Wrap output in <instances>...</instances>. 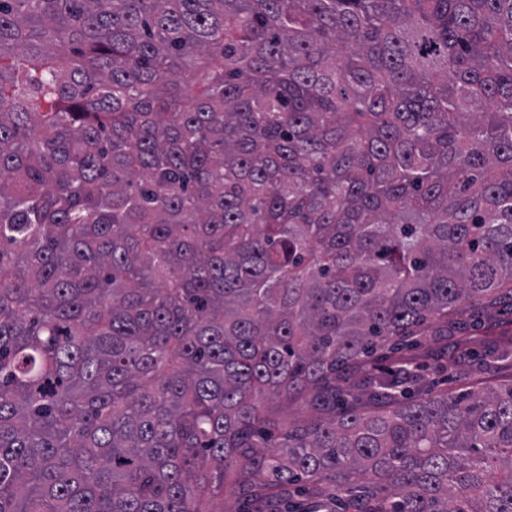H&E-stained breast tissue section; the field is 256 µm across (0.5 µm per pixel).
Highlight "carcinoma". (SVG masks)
<instances>
[{"label": "carcinoma", "instance_id": "cac0c4a2", "mask_svg": "<svg viewBox=\"0 0 512 512\" xmlns=\"http://www.w3.org/2000/svg\"><path fill=\"white\" fill-rule=\"evenodd\" d=\"M506 297L512 0H0V512H512V385L368 360ZM469 363H462L458 368L449 367L448 372L435 373L431 368L420 372L425 390L455 392L461 388L475 382H483L487 386L496 387L508 385L512 382L511 366L489 363L487 368L480 371L471 372V377L467 380L459 378V372H470ZM457 368V370H456ZM457 372V374H456ZM457 375V377H456ZM322 493L323 490L319 487L295 491L288 496L289 510L299 512L314 510L313 506L316 504V497L320 496Z\"/></svg>", "mask_w": 512, "mask_h": 512}]
</instances>
